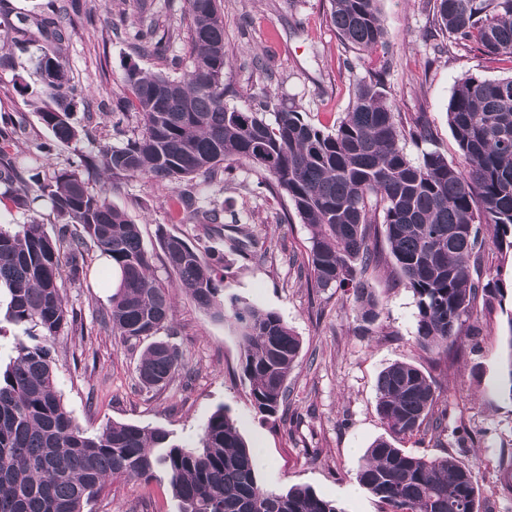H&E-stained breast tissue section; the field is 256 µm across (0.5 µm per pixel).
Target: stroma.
<instances>
[{"label":"stroma","instance_id":"35a3bbf8","mask_svg":"<svg viewBox=\"0 0 512 512\" xmlns=\"http://www.w3.org/2000/svg\"><path fill=\"white\" fill-rule=\"evenodd\" d=\"M433 4L381 0L387 47L367 56L341 41L329 20V0H223L224 102L238 109L265 104L273 113L285 106L329 131L348 112L354 86L379 72L397 111L406 118L422 117L431 133L426 142H406L410 159L417 162L423 153L437 151L459 161L447 117L457 80L468 74L491 80L510 76L512 60L487 56L475 46L452 48ZM57 8L68 30L63 55L69 76L85 94L72 120L85 136L39 154V145L53 136L29 104L42 90L31 55L13 48L0 56V122L12 119L17 130L0 146V156H37L29 171L44 179L78 156L98 155L101 146H116L131 136L136 118L118 129L112 125L113 107L130 97L124 80L128 66L173 71L170 61L140 53L113 32V25L130 28L148 20L159 29L177 30L174 54L185 64L191 54L184 0H0V35L33 28L36 18ZM229 169L227 183L200 187L199 195L205 202L226 203L268 251L240 258L229 230L210 244L224 255L225 298L277 312L301 340L287 381V423L255 411L239 368L237 331L198 308L177 288L165 263L162 234L194 244L203 238V228L176 218L177 185L138 175L112 178L107 198L138 224L156 279L175 290L174 323L158 336L178 348L192 377H174L160 390L140 388L139 351L121 344L98 320L110 304L111 270L99 251L90 249L86 279L64 286L67 307L82 326L65 331L56 342L57 387L75 423L91 431L112 421L161 427L191 448L210 415L222 408L265 458L257 469L263 486L276 491L308 486L332 500L339 512H384L357 475L366 449L388 434L376 411L377 378L392 363L408 362L435 380L438 406L448 416L441 436L422 442L407 438L402 448L427 455L457 453L477 470L480 512H512V494L502 490L512 473L500 465L501 458L512 456V394L506 389L512 296L490 308L476 304L472 321L481 335L461 337L451 359L435 358L416 345L415 299L394 273L383 245L379 265L366 274L381 310L379 328L374 335H358L346 293L315 288L298 271L311 246L308 225L286 199L256 192L259 171L253 164L233 161ZM86 512H179V505L160 470L146 486L122 477L108 482Z\"/></svg>","mask_w":512,"mask_h":512}]
</instances>
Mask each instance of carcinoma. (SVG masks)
<instances>
[{
  "instance_id": "obj_1",
  "label": "carcinoma",
  "mask_w": 512,
  "mask_h": 512,
  "mask_svg": "<svg viewBox=\"0 0 512 512\" xmlns=\"http://www.w3.org/2000/svg\"><path fill=\"white\" fill-rule=\"evenodd\" d=\"M379 0H329L330 18L343 41L362 53L385 44ZM191 66L178 78L133 65L125 82L135 101L140 133L120 147L105 145L100 160L82 156L32 187L20 168L0 176L15 206L31 210L46 199L59 223L49 234L32 219L0 226V289L8 294L5 318L20 327L9 362L0 365V512H84L105 488L123 476L147 484L156 470L169 479L180 512H338L307 486L286 492L262 487L253 450L236 422L219 408L202 429L199 447L169 442L161 428L114 421L96 431L76 424L56 387L55 343L77 325L62 292L64 282L85 275V254L94 245L120 270L102 324L127 346L171 326V295L151 275V257L138 225L111 206L90 177L118 174L156 181L214 184L224 181V163L244 160L267 176L263 185L288 199L311 230L307 261L320 289L350 283L358 331L374 333L380 317L368 283L361 279L377 262L372 227L384 226L395 269L413 293L418 310L417 343L448 352L468 325L476 301L502 302L506 287L484 276V227L497 244L512 250V76L459 79L448 102V125L462 162L437 151L418 162L405 137L425 141L427 127L403 121L376 76L356 84L350 111L332 131L284 109L269 123L266 113L224 105V14L220 0H186ZM435 17L457 45L469 42L485 53L512 59V0H435ZM45 45L31 58L49 98L35 111L55 141L79 139L71 122L77 89L70 83L62 45L60 12L40 20ZM137 50L166 58L176 35L140 24L125 32ZM181 222L216 232L224 207L200 204L195 188L176 196ZM239 234L234 247L244 259L260 243L231 218ZM161 246L177 286L219 321L231 322L242 341L240 369L249 382L254 409L278 418L288 405V375L301 341L281 316L246 302H224V269L215 251L165 235ZM187 372L178 349L155 340L144 350L138 379L148 389L166 386ZM376 410L390 434L365 455L359 482L389 512H479L475 469L454 455L408 452L394 441L445 431L436 415L433 379L421 368L395 362L379 376Z\"/></svg>"
}]
</instances>
